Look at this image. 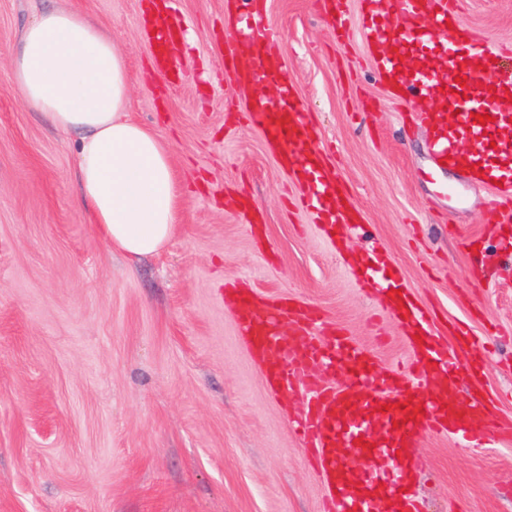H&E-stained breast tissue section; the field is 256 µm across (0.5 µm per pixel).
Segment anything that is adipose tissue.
Segmentation results:
<instances>
[{
	"label": "adipose tissue",
	"instance_id": "adipose-tissue-1",
	"mask_svg": "<svg viewBox=\"0 0 512 512\" xmlns=\"http://www.w3.org/2000/svg\"><path fill=\"white\" fill-rule=\"evenodd\" d=\"M13 80L60 133L80 132L81 203L112 249L159 254L177 232L179 193L170 150L128 113L125 55L84 14L42 12L21 36Z\"/></svg>",
	"mask_w": 512,
	"mask_h": 512
}]
</instances>
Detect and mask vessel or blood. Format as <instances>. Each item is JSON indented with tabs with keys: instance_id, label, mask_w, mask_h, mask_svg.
I'll list each match as a JSON object with an SVG mask.
<instances>
[{
	"instance_id": "b4317fda",
	"label": "vessel or blood",
	"mask_w": 512,
	"mask_h": 512,
	"mask_svg": "<svg viewBox=\"0 0 512 512\" xmlns=\"http://www.w3.org/2000/svg\"><path fill=\"white\" fill-rule=\"evenodd\" d=\"M178 0H160L145 35L157 49L161 70H171L180 44ZM364 30L374 49L376 73L397 98L430 100L421 119L435 129L432 151L439 167L453 165L496 181L497 203L489 223H512V77L495 78L497 50L477 46L455 0H363ZM248 56L226 57L255 94L247 121L262 130L267 149L308 188L305 206L327 232L345 237L356 211L305 122L285 56L266 36L252 39ZM465 85H458V78ZM470 95L474 110L462 109ZM489 115L485 124L474 114ZM363 278L382 293L387 310L407 330L413 359L397 369L379 367L374 357L344 332L315 338L306 330L319 315L306 304L268 301L248 288L231 292L238 332L259 359L275 391L299 388L304 409L293 422L313 448L331 503L330 512H423L411 493L414 449L428 432L476 440L474 418L498 431L497 416L485 406L462 407L456 355L448 353L428 312L398 285L384 261L365 267ZM289 325L294 335H286ZM351 371L350 383L324 379L337 365Z\"/></svg>"
}]
</instances>
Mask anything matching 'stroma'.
Wrapping results in <instances>:
<instances>
[{"mask_svg": "<svg viewBox=\"0 0 512 512\" xmlns=\"http://www.w3.org/2000/svg\"><path fill=\"white\" fill-rule=\"evenodd\" d=\"M150 0H0V512H325V486L291 427L300 394H274L239 340L226 287L317 308L379 365L411 351L357 266L384 254L432 312L446 347L458 322L485 368L462 376L461 405L512 422V253L484 218L482 180L434 171L427 104L378 81L361 0H344L336 40L323 0H259L320 145L361 223L336 246L305 210L302 186L239 120L247 89L224 56L230 0H179L178 83L142 36ZM86 13L126 54L131 117L168 143L183 189L176 235L132 260L98 235L78 200L81 135L25 104L11 61L43 11ZM477 43L512 46V0H457ZM459 186L460 197L440 191ZM475 238L477 251L461 242ZM414 490L426 512H512V442L445 434L419 442Z\"/></svg>", "mask_w": 512, "mask_h": 512, "instance_id": "1", "label": "stroma"}]
</instances>
